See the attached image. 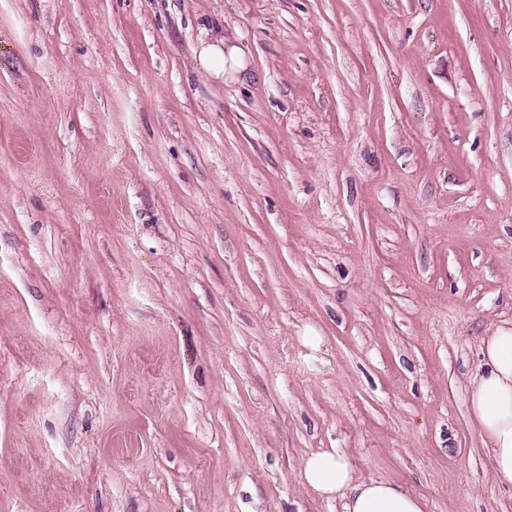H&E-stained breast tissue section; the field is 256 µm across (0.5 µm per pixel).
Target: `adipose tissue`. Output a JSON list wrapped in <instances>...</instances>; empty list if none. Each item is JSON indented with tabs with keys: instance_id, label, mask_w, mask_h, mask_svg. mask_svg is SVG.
<instances>
[{
	"instance_id": "adipose-tissue-1",
	"label": "adipose tissue",
	"mask_w": 512,
	"mask_h": 512,
	"mask_svg": "<svg viewBox=\"0 0 512 512\" xmlns=\"http://www.w3.org/2000/svg\"><path fill=\"white\" fill-rule=\"evenodd\" d=\"M195 59L198 70L218 81L241 70L238 49L226 46L220 30H203ZM467 402L496 483L512 487V329L500 327L482 338L481 359L468 380ZM301 477L319 497L340 500L342 512L424 509L420 498L396 483L358 478L347 456L336 449L310 454Z\"/></svg>"
}]
</instances>
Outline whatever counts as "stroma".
<instances>
[{
    "label": "stroma",
    "instance_id": "obj_1",
    "mask_svg": "<svg viewBox=\"0 0 512 512\" xmlns=\"http://www.w3.org/2000/svg\"><path fill=\"white\" fill-rule=\"evenodd\" d=\"M499 326L512 0H0V512H512ZM201 33L195 53L197 69L218 81L226 76L234 78L242 68L239 50L235 46L225 48L224 29L215 32L203 28ZM467 402L496 483L512 487V329L499 327L482 338ZM301 477L319 497L340 500L341 512H424L422 500L402 486L356 477L350 460L336 448L310 454Z\"/></svg>",
    "mask_w": 512,
    "mask_h": 512
}]
</instances>
